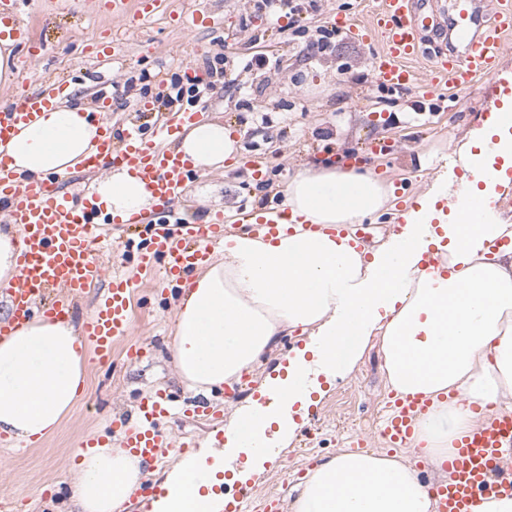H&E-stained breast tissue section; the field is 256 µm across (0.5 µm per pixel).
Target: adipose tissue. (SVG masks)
<instances>
[{"label": "adipose tissue", "mask_w": 512, "mask_h": 512, "mask_svg": "<svg viewBox=\"0 0 512 512\" xmlns=\"http://www.w3.org/2000/svg\"><path fill=\"white\" fill-rule=\"evenodd\" d=\"M82 106L62 104L18 131L0 153L18 175L67 173L96 151L97 124ZM173 148L204 170L232 158L231 127L204 120L176 134ZM492 149L512 166V113L496 112L472 149ZM506 175L472 184L484 221L448 219L438 203L446 186L409 210L399 233L356 250L355 226L386 213L394 188L369 165L308 162L297 168L277 206V235L229 230L219 255L183 285L168 344L180 384L211 395L259 366L280 336L309 334L289 358L285 376L266 378L269 405L240 410L225 449L183 458L162 485L153 512H221L213 488L239 454L247 467L292 434L295 404L319 391L321 379L348 373L373 333H380L389 387L431 401L416 417L412 450L447 479L455 443L512 395V224L492 204ZM107 211L123 217L150 209L140 179L119 168L101 176ZM91 354L69 320L32 317L0 337V431L24 443L53 434L85 382ZM275 437H268V429ZM143 462L125 448L81 452L55 512H122L143 487ZM291 512H435L427 484L399 456L339 451L294 489Z\"/></svg>", "instance_id": "1"}]
</instances>
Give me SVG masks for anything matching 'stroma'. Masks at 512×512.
<instances>
[{
  "label": "stroma",
  "instance_id": "stroma-1",
  "mask_svg": "<svg viewBox=\"0 0 512 512\" xmlns=\"http://www.w3.org/2000/svg\"><path fill=\"white\" fill-rule=\"evenodd\" d=\"M374 8L375 0H319L318 12L300 15L299 22L308 32L332 25L339 13L365 22ZM12 10L32 23L45 46L44 54L32 59L24 46L13 49L14 63L30 62L25 73L30 89L56 80L68 99L89 108L97 98L108 97L112 109L103 118L116 131L134 123L152 133L155 115L140 111L142 99L165 92L172 77H206L207 59L223 54L227 81L216 84L200 105L208 117L235 127L234 162L187 183L172 213L176 221L271 209L299 164L351 154L370 157L396 188L394 212L375 220L380 236H388L400 214L412 208L414 191L428 189L443 157L459 151L470 131L488 118L487 105L500 80L512 82L511 38L497 61L496 78H478L463 92L441 86L426 102L416 86L376 85V44L347 36L333 52L314 53L307 36H291L287 18L256 12L253 0H164L162 8L133 23L103 14L100 0H16ZM198 11L208 12L211 24L183 29L180 18ZM105 42L115 54L104 64L98 52ZM260 51L273 57V66L262 72L247 69V61ZM374 143L386 144L387 152L371 155ZM140 244L109 228L101 249L108 271L133 269ZM176 303L175 290L159 272L138 275L131 336L113 347L109 361H91L83 393L53 436L37 448L18 442L12 450H0V499L18 500L17 512H54L51 501L68 476L80 435H112L113 419L132 414L159 390L170 394L174 406L161 422L172 440L218 447L217 431L237 408L259 399L264 378L276 375L298 344L296 337H282L280 346L265 354L258 373L236 384L235 399L212 395L213 414L197 415L190 410L195 398L178 382L166 347ZM131 345L143 348V356L129 359ZM322 389L318 403L296 415L294 436L280 456L246 479L247 512H288L293 487L312 467L347 447L352 436H365L372 450L383 451L376 426L388 386L379 346L367 348L345 379L323 383Z\"/></svg>",
  "mask_w": 512,
  "mask_h": 512
}]
</instances>
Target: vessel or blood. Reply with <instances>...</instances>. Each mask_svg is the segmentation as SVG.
Returning a JSON list of instances; mask_svg holds the SVG:
<instances>
[{"instance_id": "vessel-or-blood-1", "label": "vessel or blood", "mask_w": 512, "mask_h": 512, "mask_svg": "<svg viewBox=\"0 0 512 512\" xmlns=\"http://www.w3.org/2000/svg\"><path fill=\"white\" fill-rule=\"evenodd\" d=\"M334 23L366 40L382 37L383 49L373 62L377 84L400 88L418 82L431 96L442 80L462 90L476 78L495 76L496 62L512 36V0L490 14L460 9L450 18L449 27L461 42L462 53L448 56L435 52L422 79L410 63L422 54L424 31L438 25L422 0H379L369 24L340 14ZM5 37L24 44L31 42L29 22L13 13L0 15V39ZM56 98L53 87L38 92L26 88L15 94L10 103L0 107V142L9 140L19 124L53 107ZM204 118L203 110L194 107L178 110L152 139L136 127L117 139L110 125H101L97 152L84 162L90 171L109 165L128 169L141 180L152 201V223L138 249L137 266H161L168 279L178 282L191 268L209 260L210 245L224 236V218L217 214L203 224L172 221V210L197 170L181 154L161 147L160 142L183 124ZM56 183L52 176L19 184L9 160L0 159V200L8 204L4 221L17 226L21 240L17 256L19 286L11 294L14 314L11 321L0 322V336L35 314L57 320L73 315L71 303L37 304V295L47 288L64 286L74 300L105 280L109 288L79 332L82 341L104 361L111 356L114 343L130 331L135 277H108L105 264L95 253L104 227L112 225L114 219L94 189L84 188L75 202L69 194L58 191ZM241 221L269 235L280 229L267 211H243ZM169 401L165 392H157L138 404L134 419L116 423L124 434L125 448L146 465H154L170 445L168 435L158 427L169 412ZM425 407V400L418 397L391 401L379 428L390 447L400 448L409 441L415 417ZM446 466L451 479L435 489L438 512H474L483 499L512 496V415H500L472 430L459 442Z\"/></svg>"}]
</instances>
